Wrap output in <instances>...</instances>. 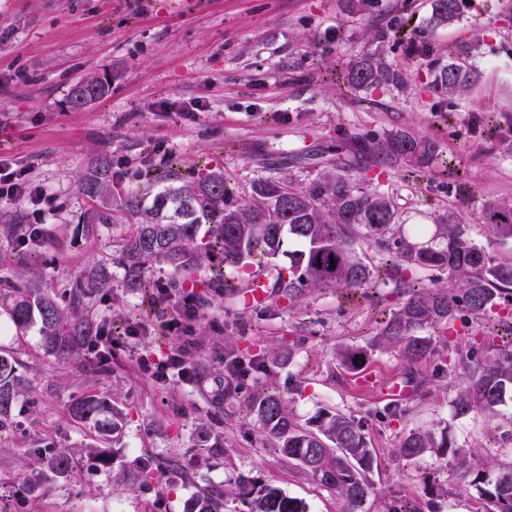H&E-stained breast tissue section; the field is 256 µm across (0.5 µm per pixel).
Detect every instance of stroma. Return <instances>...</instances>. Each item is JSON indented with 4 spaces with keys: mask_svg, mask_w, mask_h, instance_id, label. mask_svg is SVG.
Instances as JSON below:
<instances>
[{
    "mask_svg": "<svg viewBox=\"0 0 512 512\" xmlns=\"http://www.w3.org/2000/svg\"><path fill=\"white\" fill-rule=\"evenodd\" d=\"M431 12L432 0H374L363 12L348 0H0V154L42 191L35 204H0V284L34 283L61 297L92 272L111 280L92 298L104 337L67 361L44 353L37 327L19 330L0 312V350L18 359L27 384L0 430V512H183L209 486L224 487V512H245L233 497L242 478L280 488L309 512H341L334 493L262 436L248 405L267 393L282 395L300 423L333 408L363 425L376 462L359 512H485L454 453L512 456V391L496 415L456 416L460 378L450 367L458 354L484 352L481 338L512 343V316L497 307L456 321L450 340L434 336L433 352L412 363L373 346L404 298L393 285L250 305L206 288L221 263L214 255L195 276L189 332L159 336L153 325L173 304L156 295L180 274L160 263L149 289L130 287L118 263L126 227L99 223L98 204L79 189L105 156L117 192L141 189L148 172L182 183L221 169L241 202L255 180L302 186L351 160L359 143L403 131L437 151L421 168L373 159L372 183L396 208L394 235L435 227L453 211L477 243L512 257V241L480 220L484 204L512 207V0H465L448 26L433 25ZM419 35L429 54L414 51ZM367 51L400 68L405 87H351L346 66ZM448 63L477 74L467 97L438 85ZM94 73L111 75V94L68 110L73 84ZM31 224L43 240L20 244ZM179 346L188 376L158 381L141 371L140 357ZM357 348L368 352L359 370L338 357ZM248 357L257 369L215 402L226 363ZM366 371L404 376L414 390L391 403L361 383ZM87 395L110 397L128 415L105 462L89 460L94 435L68 410ZM205 424L222 447H198ZM422 427L446 432L447 450L395 456L399 439ZM61 448L75 456L73 477L46 472L29 492L32 468ZM145 460L158 480L119 479Z\"/></svg>",
    "mask_w": 512,
    "mask_h": 512,
    "instance_id": "1",
    "label": "stroma"
}]
</instances>
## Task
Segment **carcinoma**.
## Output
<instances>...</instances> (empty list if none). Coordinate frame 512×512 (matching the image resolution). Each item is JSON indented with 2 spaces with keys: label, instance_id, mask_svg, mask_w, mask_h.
<instances>
[{
  "label": "carcinoma",
  "instance_id": "1",
  "mask_svg": "<svg viewBox=\"0 0 512 512\" xmlns=\"http://www.w3.org/2000/svg\"><path fill=\"white\" fill-rule=\"evenodd\" d=\"M463 0H432V22L451 25L461 14ZM348 83L354 88L401 87L402 71L368 52L352 62ZM441 89L454 95L467 90L471 77L450 64L440 69ZM435 142L397 133L377 146V153L395 162L422 166L436 153ZM363 176L351 169L327 170L307 186L299 187L281 178H262L251 186V200L231 204L228 178L211 170L202 178L180 185H167L152 194L150 205L137 192L116 194L107 159L99 158L81 181V190L102 203L101 223L112 212L133 221L132 235L121 258L126 281L137 287L149 282L154 262H163L189 275L214 251L224 257L232 277L217 271L205 287L233 296L253 260L288 255V267L273 263L267 270L274 277L275 294L290 300L307 288H372L385 278L406 294L380 333L377 346L397 347L411 361L432 353V336L420 332L445 330L460 313L480 318L498 299L512 297V258L489 253L470 236L467 225L452 211L438 225L441 246L416 247L393 234L395 210L391 198L379 188L360 186ZM483 223L502 241H512V207L488 203ZM209 225V237L197 239L201 225ZM299 249L283 250L285 240ZM365 243L387 256L384 272L366 265L356 245ZM440 270L448 274V287L415 288L412 272ZM95 288H72L67 307L56 296L35 285L0 290V308L21 329L39 326L45 353L68 359L95 344L101 326L88 315L89 298ZM462 389L453 401L458 416L471 412L497 413L506 389L512 388V347H499L484 354H458ZM19 362L0 353V429L12 424V410L19 395ZM70 415L89 425L105 441H117L127 414L106 396L73 399ZM253 413L263 435L282 455L310 471L343 502V512H358L370 486L367 475L375 463L361 427L346 414L326 409L309 424H300L279 395L258 399ZM448 441L433 429L418 428L400 438L395 453L412 459L429 449L446 448ZM468 485L490 505L489 512H512V458L481 457L477 463L462 457ZM49 469L59 478L70 477L75 461L62 450L51 455ZM236 495L250 512H309L300 499L269 485L242 482ZM224 489L214 487L190 498L184 512H223Z\"/></svg>",
  "mask_w": 512,
  "mask_h": 512
}]
</instances>
